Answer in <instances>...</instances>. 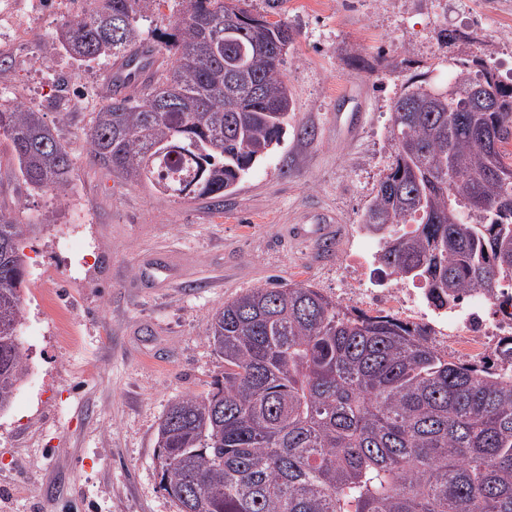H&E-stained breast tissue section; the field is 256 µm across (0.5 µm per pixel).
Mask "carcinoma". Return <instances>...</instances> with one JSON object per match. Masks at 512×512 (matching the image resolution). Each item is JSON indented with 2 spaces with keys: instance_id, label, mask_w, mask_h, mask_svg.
Instances as JSON below:
<instances>
[{
  "instance_id": "obj_1",
  "label": "carcinoma",
  "mask_w": 512,
  "mask_h": 512,
  "mask_svg": "<svg viewBox=\"0 0 512 512\" xmlns=\"http://www.w3.org/2000/svg\"><path fill=\"white\" fill-rule=\"evenodd\" d=\"M161 3L91 0L61 23L56 44L85 63L167 52L142 80L154 61L134 66L94 113L87 151L126 183L218 207L288 131L281 47L293 31L248 0H178L161 30ZM475 65L448 59L449 98L425 78L407 80L391 109V162L362 214L376 231L416 225L377 259L425 283L440 307L473 291L495 300L512 282V83ZM473 90L495 110L470 109ZM0 136L25 184L69 197L73 157L43 113L0 104ZM173 157L193 164L181 184L160 171ZM36 229L0 210V411L28 374L19 243ZM204 333L224 381L172 401L157 434L160 485L179 512H512L507 370L455 359L430 329L304 283L249 288Z\"/></svg>"
}]
</instances>
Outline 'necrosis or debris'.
I'll return each instance as SVG.
<instances>
[{
  "instance_id": "obj_1",
  "label": "necrosis or debris",
  "mask_w": 512,
  "mask_h": 512,
  "mask_svg": "<svg viewBox=\"0 0 512 512\" xmlns=\"http://www.w3.org/2000/svg\"><path fill=\"white\" fill-rule=\"evenodd\" d=\"M347 266L346 296L406 323L429 326L437 346L455 340L462 351L480 361L495 356L502 340L512 336V287L503 288L505 300L490 315L486 299L476 293L468 294L453 309L435 305L427 288L403 286L392 274L380 271L369 250H361Z\"/></svg>"
}]
</instances>
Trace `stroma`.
Wrapping results in <instances>:
<instances>
[{"label":"stroma","instance_id":"1","mask_svg":"<svg viewBox=\"0 0 512 512\" xmlns=\"http://www.w3.org/2000/svg\"><path fill=\"white\" fill-rule=\"evenodd\" d=\"M250 2L294 31L284 66L294 116L216 210L90 163L85 133L113 65L55 46L59 23L86 0H41L19 29H0V103L43 113L73 155L60 204L24 183L0 140V209L36 227L23 242L29 371L0 411V512H178L160 486L157 429L171 401L224 375L204 334L212 314L275 280L337 297L345 262L368 246L358 227L409 77L446 82L454 56L496 61L512 80V0ZM443 29L478 39L446 45ZM166 251L175 267L151 273Z\"/></svg>","mask_w":512,"mask_h":512}]
</instances>
